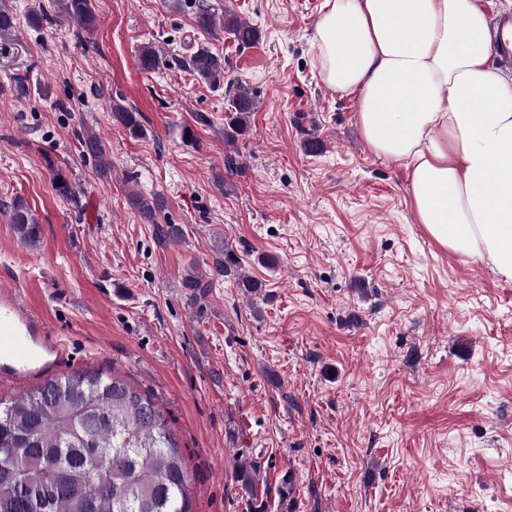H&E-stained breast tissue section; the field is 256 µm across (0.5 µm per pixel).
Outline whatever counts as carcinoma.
Masks as SVG:
<instances>
[{
	"label": "carcinoma",
	"mask_w": 512,
	"mask_h": 512,
	"mask_svg": "<svg viewBox=\"0 0 512 512\" xmlns=\"http://www.w3.org/2000/svg\"><path fill=\"white\" fill-rule=\"evenodd\" d=\"M63 12L73 25L94 27L92 0H65ZM197 23L213 34L218 24L211 5H198ZM218 26L243 46L258 40L255 28L233 16ZM159 63L154 48L140 50L142 69ZM190 67L213 83L224 77V61L203 45L191 56ZM230 107L234 115L224 132L227 143L245 132L253 98L238 87ZM112 117L131 137L142 134V113L136 109L114 101ZM84 146L99 170L107 172L106 145L89 136ZM130 201L155 225L161 242L181 240L174 225L155 223L163 207L160 198L132 194ZM10 217L24 243L39 241L40 225L23 201L13 203ZM259 472L257 462L246 461L237 479L249 491ZM0 512H190L189 477L153 396L101 369L74 370L0 401Z\"/></svg>",
	"instance_id": "obj_1"
}]
</instances>
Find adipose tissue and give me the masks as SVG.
<instances>
[{
    "instance_id": "obj_1",
    "label": "adipose tissue",
    "mask_w": 512,
    "mask_h": 512,
    "mask_svg": "<svg viewBox=\"0 0 512 512\" xmlns=\"http://www.w3.org/2000/svg\"><path fill=\"white\" fill-rule=\"evenodd\" d=\"M314 48L370 150L409 168L418 223L512 282V76L483 0H325Z\"/></svg>"
}]
</instances>
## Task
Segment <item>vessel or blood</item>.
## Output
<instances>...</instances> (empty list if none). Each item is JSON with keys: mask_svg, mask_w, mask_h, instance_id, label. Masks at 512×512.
Instances as JSON below:
<instances>
[{"mask_svg": "<svg viewBox=\"0 0 512 512\" xmlns=\"http://www.w3.org/2000/svg\"><path fill=\"white\" fill-rule=\"evenodd\" d=\"M494 55L512 68V12L504 11L492 23ZM64 355L57 337L21 301L19 292L0 291V377L45 375Z\"/></svg>", "mask_w": 512, "mask_h": 512, "instance_id": "obj_1", "label": "vessel or blood"}]
</instances>
